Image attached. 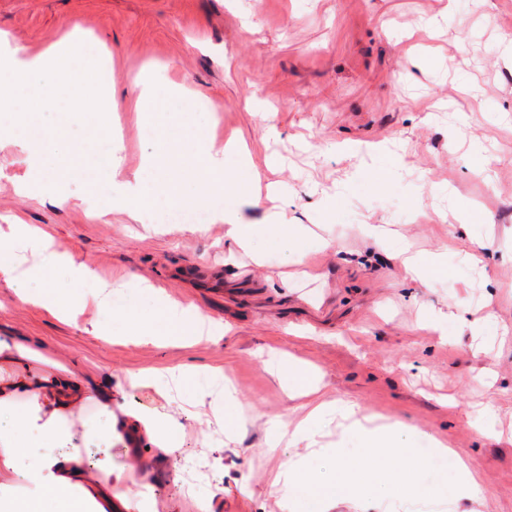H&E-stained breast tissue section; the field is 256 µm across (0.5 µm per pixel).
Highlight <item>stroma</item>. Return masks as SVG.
I'll return each instance as SVG.
<instances>
[{
    "label": "stroma",
    "mask_w": 512,
    "mask_h": 512,
    "mask_svg": "<svg viewBox=\"0 0 512 512\" xmlns=\"http://www.w3.org/2000/svg\"><path fill=\"white\" fill-rule=\"evenodd\" d=\"M75 29L112 53L127 179L150 175L132 92L150 66L209 101L217 141L243 140L262 184L286 187V219L330 243L304 276L267 246L261 260L228 261L223 225L148 230L77 181L62 205L29 192L27 146L0 140V227H39L102 279L145 278L227 329L181 347L115 341L92 315L61 321L0 278V337L40 352L36 370L60 364L110 392L116 417L178 419L177 464L141 450L113 491L146 486L157 512H190L194 496L211 497L212 512H284L273 480L307 444L289 438L298 402L275 355L317 374L332 409L321 447L351 446L339 423L355 407L403 424L399 443L434 436L454 448L476 479L466 512H512V0H0V53L46 49ZM258 101L268 121L254 116ZM367 224L393 235L376 242ZM474 224L490 242L479 267L463 260ZM402 242L440 255L443 272L411 280ZM461 310L491 318L495 335L446 339L422 325ZM181 365L203 379L223 372L247 419L228 433L211 402L132 381ZM67 416L89 463L107 451L128 461L122 446L86 444L96 399Z\"/></svg>",
    "instance_id": "obj_1"
}]
</instances>
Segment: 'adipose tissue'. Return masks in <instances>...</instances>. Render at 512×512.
Here are the masks:
<instances>
[{
	"mask_svg": "<svg viewBox=\"0 0 512 512\" xmlns=\"http://www.w3.org/2000/svg\"><path fill=\"white\" fill-rule=\"evenodd\" d=\"M27 393L18 405V393ZM82 396L72 389L67 376L27 373L0 383V512H138V495L113 501L111 494L87 485V463L72 444L73 423L66 411ZM101 417L86 423L87 436L105 446L120 442L139 447L151 440L165 457L177 450L179 424L170 415L142 413L116 420L111 395H103ZM328 405L319 403L307 411L294 431L311 443L305 456L289 462L284 473L288 495L299 512H329L338 498H367L377 482L387 490L421 498L468 497L475 482L468 465L439 440L428 447L397 444L400 423L374 424L372 417L358 416L354 408L343 414L344 430L357 438L352 448L336 449L325 459L315 445Z\"/></svg>",
	"mask_w": 512,
	"mask_h": 512,
	"instance_id": "ef3b65f1",
	"label": "adipose tissue"
}]
</instances>
